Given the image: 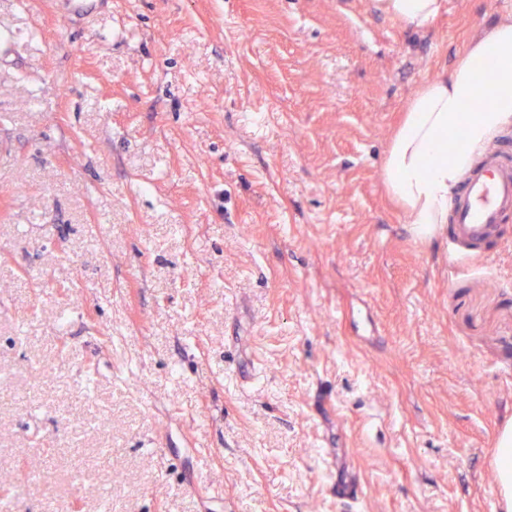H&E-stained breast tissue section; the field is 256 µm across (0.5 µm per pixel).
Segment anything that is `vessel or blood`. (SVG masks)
Instances as JSON below:
<instances>
[{"label": "vessel or blood", "mask_w": 512, "mask_h": 512, "mask_svg": "<svg viewBox=\"0 0 512 512\" xmlns=\"http://www.w3.org/2000/svg\"><path fill=\"white\" fill-rule=\"evenodd\" d=\"M451 242L461 261L471 258L469 244L481 240L512 211V157L489 154L451 200Z\"/></svg>", "instance_id": "vessel-or-blood-1"}]
</instances>
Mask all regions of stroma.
I'll return each mask as SVG.
<instances>
[{
	"mask_svg": "<svg viewBox=\"0 0 512 512\" xmlns=\"http://www.w3.org/2000/svg\"><path fill=\"white\" fill-rule=\"evenodd\" d=\"M443 2L414 30L375 0H0V496L500 512L512 213L456 264L383 178L505 4Z\"/></svg>",
	"mask_w": 512,
	"mask_h": 512,
	"instance_id": "obj_1",
	"label": "stroma"
}]
</instances>
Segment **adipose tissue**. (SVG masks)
Masks as SVG:
<instances>
[{"label": "adipose tissue", "mask_w": 512, "mask_h": 512, "mask_svg": "<svg viewBox=\"0 0 512 512\" xmlns=\"http://www.w3.org/2000/svg\"><path fill=\"white\" fill-rule=\"evenodd\" d=\"M385 15L428 27L441 0H377ZM512 128V9L471 40L457 61L411 100L383 174L413 235L430 239L448 202L497 138Z\"/></svg>", "instance_id": "obj_1"}]
</instances>
